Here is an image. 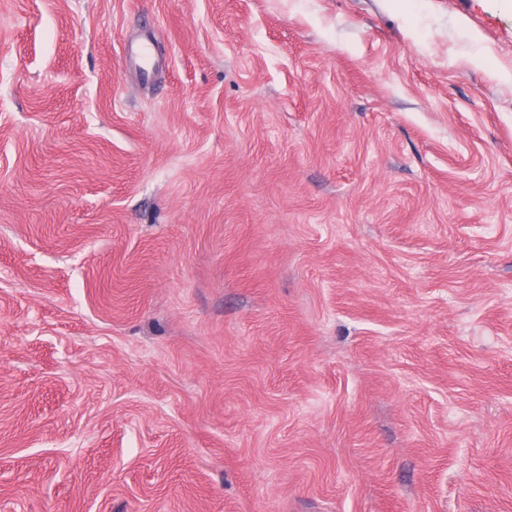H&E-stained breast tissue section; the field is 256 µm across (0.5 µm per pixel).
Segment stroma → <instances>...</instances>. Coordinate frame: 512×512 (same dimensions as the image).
Returning a JSON list of instances; mask_svg holds the SVG:
<instances>
[{
    "label": "stroma",
    "instance_id": "obj_1",
    "mask_svg": "<svg viewBox=\"0 0 512 512\" xmlns=\"http://www.w3.org/2000/svg\"><path fill=\"white\" fill-rule=\"evenodd\" d=\"M503 71L512 0H0V512H512Z\"/></svg>",
    "mask_w": 512,
    "mask_h": 512
}]
</instances>
